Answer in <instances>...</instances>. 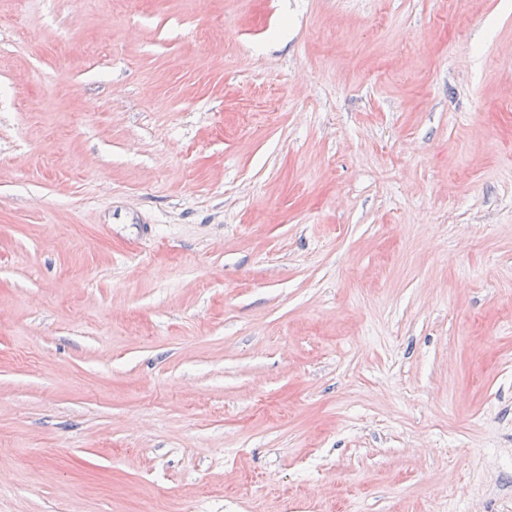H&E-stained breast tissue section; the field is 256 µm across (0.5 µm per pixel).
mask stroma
Instances as JSON below:
<instances>
[{"mask_svg":"<svg viewBox=\"0 0 512 512\" xmlns=\"http://www.w3.org/2000/svg\"><path fill=\"white\" fill-rule=\"evenodd\" d=\"M0 512H512V0H0Z\"/></svg>","mask_w":512,"mask_h":512,"instance_id":"1","label":"stroma"}]
</instances>
